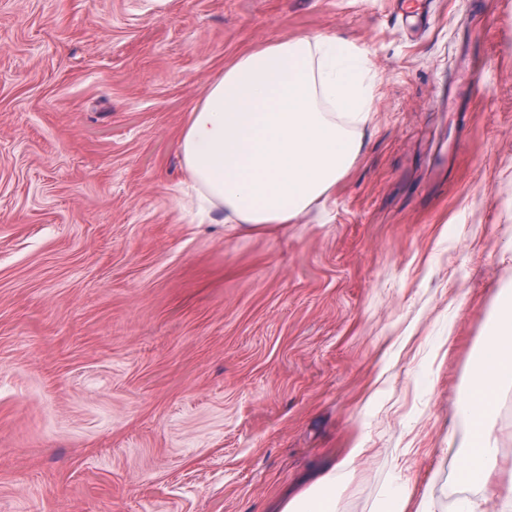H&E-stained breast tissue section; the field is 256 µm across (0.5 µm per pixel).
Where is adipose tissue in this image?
Masks as SVG:
<instances>
[{
    "instance_id": "obj_1",
    "label": "adipose tissue",
    "mask_w": 512,
    "mask_h": 512,
    "mask_svg": "<svg viewBox=\"0 0 512 512\" xmlns=\"http://www.w3.org/2000/svg\"><path fill=\"white\" fill-rule=\"evenodd\" d=\"M367 55L338 37L274 41L240 55L191 112L180 140L186 179L202 211L221 210L228 224L259 232L289 224L325 202L360 149L358 130L370 115L374 85ZM458 413L463 482L480 498L457 499L453 512H484L486 498L512 494L489 485L501 457L494 424L497 401L512 391V290L491 316ZM351 449L292 512H335L328 487L351 471Z\"/></svg>"
}]
</instances>
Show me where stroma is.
Returning <instances> with one entry per match:
<instances>
[{
  "label": "stroma",
  "mask_w": 512,
  "mask_h": 512,
  "mask_svg": "<svg viewBox=\"0 0 512 512\" xmlns=\"http://www.w3.org/2000/svg\"><path fill=\"white\" fill-rule=\"evenodd\" d=\"M0 0V512H339L475 495L456 408L512 286V0ZM478 84L439 83L470 27ZM368 52L325 206L243 234L185 202L179 138L245 50ZM480 75L469 68V66H463L459 72L458 79L453 82H445L439 88V95L442 104L446 107L448 104L453 103L459 96V83L470 81L479 78ZM364 448H352L350 452L341 461L336 464L333 472L328 474L322 481V484L316 490L305 494L299 501L293 505L292 512H337V499L331 491L325 488L329 485L340 483L343 478L351 471L356 458L362 453ZM336 505V510H335ZM409 502V494L405 483H391L382 494L379 512H404Z\"/></svg>",
  "instance_id": "1"
}]
</instances>
